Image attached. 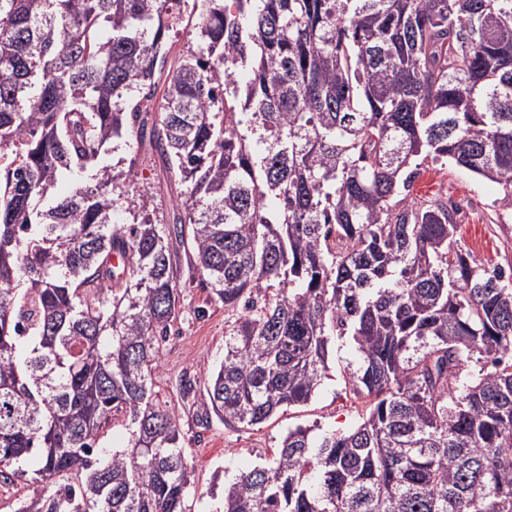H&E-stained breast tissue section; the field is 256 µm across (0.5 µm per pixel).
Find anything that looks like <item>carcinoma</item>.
Returning a JSON list of instances; mask_svg holds the SVG:
<instances>
[{
  "label": "carcinoma",
  "mask_w": 512,
  "mask_h": 512,
  "mask_svg": "<svg viewBox=\"0 0 512 512\" xmlns=\"http://www.w3.org/2000/svg\"><path fill=\"white\" fill-rule=\"evenodd\" d=\"M203 2L156 112L187 0H0V477L37 465L15 512H188L151 379L187 235L227 313L207 386L225 427L307 404L332 340L360 355L359 422L288 429L222 512H512V267L459 250L447 203L408 200L429 158L512 207V0ZM128 136L186 187L174 223L112 222L135 173L102 153ZM189 3L190 6L185 8L186 10L182 15V19L179 24L165 33L164 39L166 41V47L169 49V54L165 70L160 73L159 68H157L155 81L159 82V85L156 99H158L163 92L164 81L166 79L169 68H172L175 60L182 53H186L191 39L189 33L191 30H193L194 25L198 22V14L200 12L202 0H198L199 7L195 14L191 11L193 1H190Z\"/></svg>",
  "instance_id": "1"
}]
</instances>
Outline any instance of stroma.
Returning <instances> with one entry per match:
<instances>
[{
  "instance_id": "obj_1",
  "label": "stroma",
  "mask_w": 512,
  "mask_h": 512,
  "mask_svg": "<svg viewBox=\"0 0 512 512\" xmlns=\"http://www.w3.org/2000/svg\"><path fill=\"white\" fill-rule=\"evenodd\" d=\"M116 169H134L133 184L123 185L115 205L118 223H131L129 207H142L152 222L173 223L181 209L178 184L170 182L162 160L149 147L118 141L104 155ZM497 185L476 179L452 164L424 161L410 189L414 202L444 200L463 202L457 217V240L477 262L486 266L512 265V210L498 201ZM182 315L154 371L153 385L158 402L168 409L179 407V384L193 380L204 390L208 376L224 358V305L198 283L182 285ZM359 355L348 343L333 344L329 351L330 377L324 380L311 401L298 408L280 410L270 421L254 430L226 429L219 420L204 427L182 421L185 451L195 468V492L188 500L190 512H218L221 498L212 494L216 472L236 475L262 462L278 447L289 428L318 425L321 430H346L355 425L360 404L345 387L342 374L357 365Z\"/></svg>"
}]
</instances>
